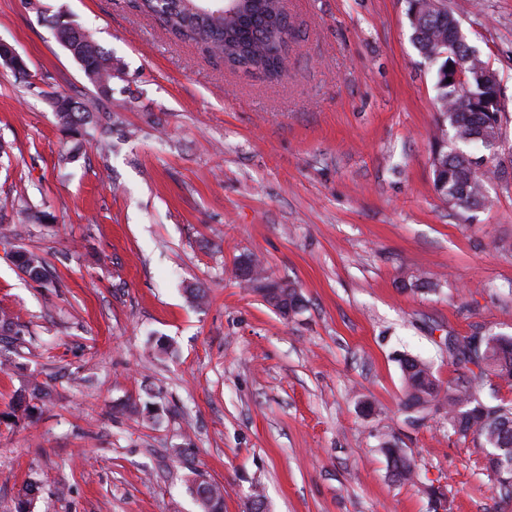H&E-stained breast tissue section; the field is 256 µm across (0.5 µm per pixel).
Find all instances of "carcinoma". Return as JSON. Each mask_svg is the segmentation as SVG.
<instances>
[{
  "label": "carcinoma",
  "mask_w": 512,
  "mask_h": 512,
  "mask_svg": "<svg viewBox=\"0 0 512 512\" xmlns=\"http://www.w3.org/2000/svg\"><path fill=\"white\" fill-rule=\"evenodd\" d=\"M241 2L242 7L229 17L224 15V6L202 0H141V9L175 36L223 59L225 65L276 77L286 67L289 42L295 35L293 23L282 0ZM407 13L415 14L410 24L417 50L438 64L441 135L434 139L433 153L439 156L440 167L432 168L436 191L444 200L454 201L453 207L474 212L485 206L486 184L498 177L499 168L493 157L481 164L473 161L468 147L476 136L489 143L502 136L503 113L495 111L487 100L499 80L476 49L454 39L457 19L453 14H439L424 0H408ZM44 21L58 29L60 44L77 61L97 99L107 103L103 111H112V97L106 91L112 89V80L121 72L118 60L82 28L59 16H47ZM49 106L62 131L80 141L91 122L88 104L56 94L49 99ZM15 258L30 279L45 278L44 262L37 254L19 251ZM286 307L290 316L305 308L302 293L291 281ZM446 347L448 360L463 369L446 386L437 378L431 361L408 353L396 358L404 382V421L416 425L431 413L442 415L449 433L463 441L472 437L487 449L485 468L501 472V488L512 493V401L492 403L481 397L491 376L512 384V335L448 336ZM380 452L396 482L421 483L413 459L396 442L383 441ZM196 493L201 512H224L220 486L201 482Z\"/></svg>",
  "instance_id": "obj_1"
}]
</instances>
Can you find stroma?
I'll return each instance as SVG.
<instances>
[{"label": "stroma", "mask_w": 512, "mask_h": 512, "mask_svg": "<svg viewBox=\"0 0 512 512\" xmlns=\"http://www.w3.org/2000/svg\"><path fill=\"white\" fill-rule=\"evenodd\" d=\"M500 80V178L467 216L433 184L436 66L406 0H288L274 79L181 41L138 0H0V512H512L475 441L403 422L396 353L459 370L447 334H512V0H446ZM112 50L127 137L70 139L57 93L93 87L45 23ZM56 221L32 224L26 210ZM45 259L49 283L13 254ZM256 255L306 307L283 319L233 270ZM422 278L428 291L403 289ZM205 291L204 304L189 291ZM392 435L434 508L394 482ZM201 512H223L224 490L217 484L200 482L196 487Z\"/></svg>", "instance_id": "obj_1"}]
</instances>
